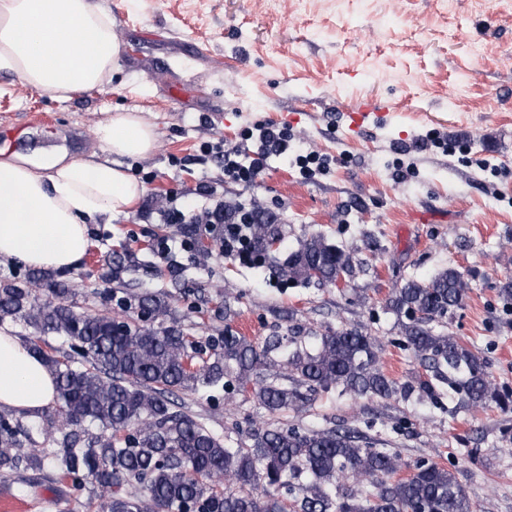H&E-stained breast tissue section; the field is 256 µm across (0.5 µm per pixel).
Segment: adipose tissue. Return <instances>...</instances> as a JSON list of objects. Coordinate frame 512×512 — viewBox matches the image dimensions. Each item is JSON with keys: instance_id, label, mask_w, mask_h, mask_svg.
Instances as JSON below:
<instances>
[{"instance_id": "1", "label": "adipose tissue", "mask_w": 512, "mask_h": 512, "mask_svg": "<svg viewBox=\"0 0 512 512\" xmlns=\"http://www.w3.org/2000/svg\"><path fill=\"white\" fill-rule=\"evenodd\" d=\"M122 46L101 0H0V70L69 99L108 85ZM98 152L41 163L0 156V262L34 269L76 265L89 244L88 221L130 210L145 192L123 168L156 145L136 112L114 113L96 130ZM54 381L15 336L0 332V407L32 414L53 402Z\"/></svg>"}]
</instances>
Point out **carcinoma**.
Instances as JSON below:
<instances>
[{
	"label": "carcinoma",
	"instance_id": "carcinoma-1",
	"mask_svg": "<svg viewBox=\"0 0 512 512\" xmlns=\"http://www.w3.org/2000/svg\"><path fill=\"white\" fill-rule=\"evenodd\" d=\"M249 225L253 242L268 250L275 229L257 201ZM108 264L109 276L118 280L129 268L124 254ZM272 269L283 281L333 286L352 265L342 249L315 235ZM43 287L57 297L72 295L41 270L0 279V324L30 329L24 345L53 375L57 408L41 419L58 451L33 448L19 456L14 449L27 433L0 414V472L22 462L39 469L50 459L62 478H92L100 512H285L284 493L300 497L302 512H472L455 474L427 457L399 479L397 451L337 429L258 428L250 434L252 445L231 448L175 409L178 392L205 390L226 376L271 412L295 410L320 390L356 399H406L418 390L436 400L439 382L461 394L468 407L506 409L508 395L496 387L479 353L440 330L469 292L457 270L406 280L388 299L390 310L405 318L400 333L406 347L431 372L415 385L389 379L379 365L377 339L358 329L327 330L311 351L294 336H270L259 344L226 330L219 349L198 362L183 332L164 325L171 305L162 294L125 301L124 314L116 316L42 303L37 289ZM49 336L62 338L68 349L49 348ZM282 369L292 385L279 382ZM86 423L102 432L89 433Z\"/></svg>",
	"mask_w": 512,
	"mask_h": 512
}]
</instances>
